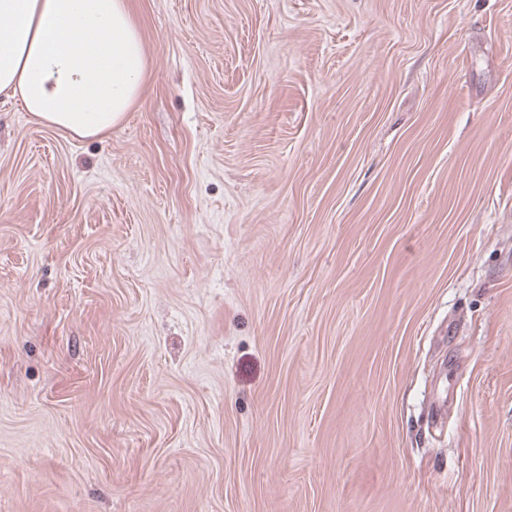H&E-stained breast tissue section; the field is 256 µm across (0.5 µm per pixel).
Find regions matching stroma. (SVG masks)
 I'll return each mask as SVG.
<instances>
[{
    "label": "stroma",
    "mask_w": 512,
    "mask_h": 512,
    "mask_svg": "<svg viewBox=\"0 0 512 512\" xmlns=\"http://www.w3.org/2000/svg\"><path fill=\"white\" fill-rule=\"evenodd\" d=\"M130 5L0 100V512H512V0ZM0 94L73 138L101 137L143 94L129 0H0Z\"/></svg>",
    "instance_id": "obj_1"
}]
</instances>
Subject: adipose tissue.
I'll list each match as a JSON object with an SVG mask.
<instances>
[{
  "mask_svg": "<svg viewBox=\"0 0 512 512\" xmlns=\"http://www.w3.org/2000/svg\"><path fill=\"white\" fill-rule=\"evenodd\" d=\"M146 66L129 0H0V94L70 137L121 122Z\"/></svg>",
  "mask_w": 512,
  "mask_h": 512,
  "instance_id": "adipose-tissue-1",
  "label": "adipose tissue"
}]
</instances>
